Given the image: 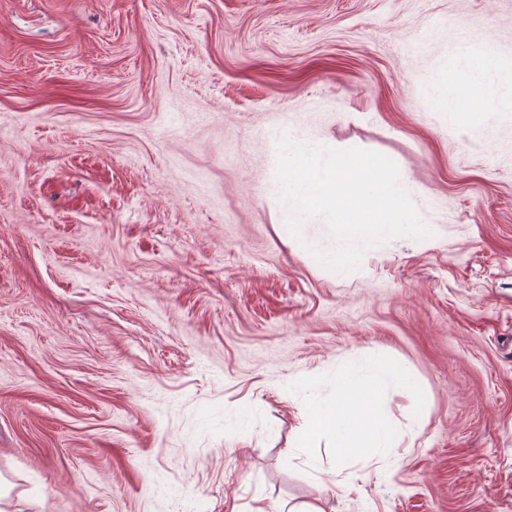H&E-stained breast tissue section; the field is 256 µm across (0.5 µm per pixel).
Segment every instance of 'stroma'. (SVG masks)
I'll return each instance as SVG.
<instances>
[{"label":"stroma","instance_id":"35a3bbf8","mask_svg":"<svg viewBox=\"0 0 512 512\" xmlns=\"http://www.w3.org/2000/svg\"><path fill=\"white\" fill-rule=\"evenodd\" d=\"M512 0H0L9 512H512V116L432 103ZM294 133L393 160L430 238L337 278L265 193ZM398 446L301 442L336 365Z\"/></svg>","mask_w":512,"mask_h":512}]
</instances>
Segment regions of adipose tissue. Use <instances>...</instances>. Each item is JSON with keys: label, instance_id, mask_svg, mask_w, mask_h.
Segmentation results:
<instances>
[{"label": "adipose tissue", "instance_id": "1", "mask_svg": "<svg viewBox=\"0 0 512 512\" xmlns=\"http://www.w3.org/2000/svg\"><path fill=\"white\" fill-rule=\"evenodd\" d=\"M453 66L433 84V96L452 124L473 129L486 142L497 138L499 117L512 112V79L503 78L492 58L465 35L449 45ZM330 382L332 400L311 398L303 410L308 432L335 437L337 457L387 454L393 446L390 424L375 411V399L386 391L414 388L411 374L379 362L337 368Z\"/></svg>", "mask_w": 512, "mask_h": 512}]
</instances>
